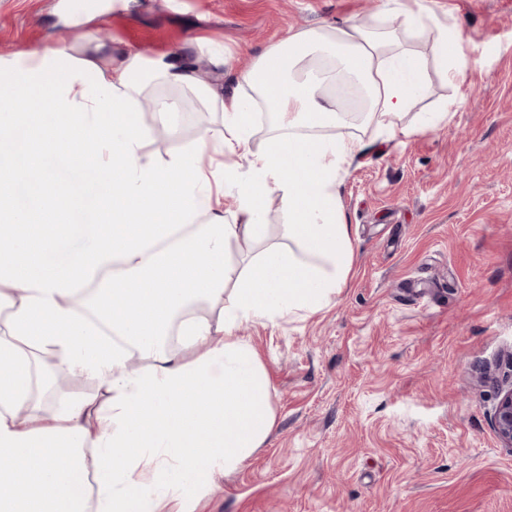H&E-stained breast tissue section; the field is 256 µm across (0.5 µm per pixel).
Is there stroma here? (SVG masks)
<instances>
[{"instance_id":"35a3bbf8","label":"stroma","mask_w":512,"mask_h":512,"mask_svg":"<svg viewBox=\"0 0 512 512\" xmlns=\"http://www.w3.org/2000/svg\"><path fill=\"white\" fill-rule=\"evenodd\" d=\"M450 18L480 59L451 120L368 145L345 180L346 288L322 311L241 333L263 360L276 425L231 472L166 499L163 512H512V446L480 369L512 356V0H400ZM401 30L388 0H0V55L88 33L154 57L223 44L224 88L289 29L348 20ZM148 95L147 152L163 161L217 114L182 94L175 127Z\"/></svg>"}]
</instances>
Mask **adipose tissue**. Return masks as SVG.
<instances>
[{
	"mask_svg": "<svg viewBox=\"0 0 512 512\" xmlns=\"http://www.w3.org/2000/svg\"><path fill=\"white\" fill-rule=\"evenodd\" d=\"M405 27L433 29L432 56L355 21L291 29L229 93L216 44L209 74L186 52L148 59L95 40L22 64L0 57V512H159L167 493L262 447L272 386L239 326L323 310L353 266L340 197L366 145L341 132L337 78L362 91L363 125L391 141L448 121V101L412 127L394 121L428 95L431 70L458 87L479 66L434 14L408 11ZM158 86L220 115L163 163L145 153L151 130L138 120ZM260 100L273 133L255 150ZM84 143L92 156H75ZM226 154L240 159L222 166L228 213L204 165ZM274 193L284 249L265 242ZM244 241L260 252L242 257ZM203 303L216 318L196 314ZM57 371L101 391L45 417Z\"/></svg>",
	"mask_w": 512,
	"mask_h": 512,
	"instance_id": "ef3b65f1",
	"label": "adipose tissue"
}]
</instances>
